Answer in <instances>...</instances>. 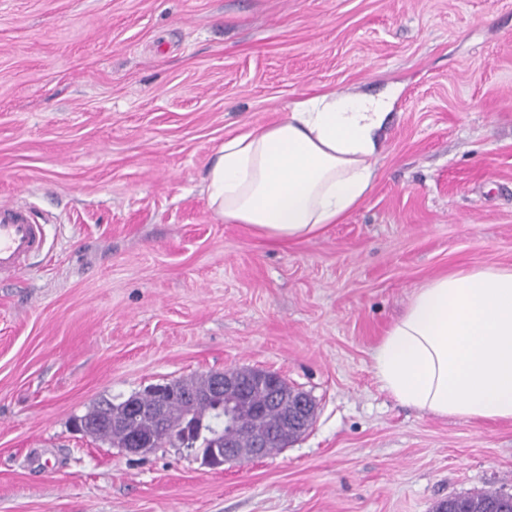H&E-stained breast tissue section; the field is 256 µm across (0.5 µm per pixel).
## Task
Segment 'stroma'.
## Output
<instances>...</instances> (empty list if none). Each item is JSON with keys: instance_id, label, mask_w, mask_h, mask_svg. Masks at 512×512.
I'll return each instance as SVG.
<instances>
[{"instance_id": "stroma-1", "label": "stroma", "mask_w": 512, "mask_h": 512, "mask_svg": "<svg viewBox=\"0 0 512 512\" xmlns=\"http://www.w3.org/2000/svg\"><path fill=\"white\" fill-rule=\"evenodd\" d=\"M399 93L376 181L282 243L208 208L224 140L330 91ZM45 245L0 281V512H432L512 494V423L428 415L373 352L427 280L512 266V0H0V203ZM280 373L309 431L213 470L76 432L101 398ZM504 494L498 491H488L485 493H481L473 496H457L448 498V500L442 501L435 506V512H440L439 509L443 507L444 504L448 503V511L454 512H482L475 511L476 509L472 508V505L475 501L487 502L491 505H496L493 512H512V501H504ZM503 509V510H502ZM447 511V512H448Z\"/></svg>"}]
</instances>
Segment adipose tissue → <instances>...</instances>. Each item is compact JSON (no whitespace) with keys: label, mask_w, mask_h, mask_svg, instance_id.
<instances>
[{"label":"adipose tissue","mask_w":512,"mask_h":512,"mask_svg":"<svg viewBox=\"0 0 512 512\" xmlns=\"http://www.w3.org/2000/svg\"><path fill=\"white\" fill-rule=\"evenodd\" d=\"M395 92H327L278 122L225 140L206 197L225 223L260 237L307 239L341 222L369 193ZM398 402L437 417L512 422V268L476 267L415 288L373 355Z\"/></svg>","instance_id":"obj_1"}]
</instances>
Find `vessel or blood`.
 <instances>
[{
	"mask_svg": "<svg viewBox=\"0 0 512 512\" xmlns=\"http://www.w3.org/2000/svg\"><path fill=\"white\" fill-rule=\"evenodd\" d=\"M43 240V225L32 222L20 208L1 206L0 278L21 273L28 258L40 251Z\"/></svg>",
	"mask_w": 512,
	"mask_h": 512,
	"instance_id": "b4317fda",
	"label": "vessel or blood"
}]
</instances>
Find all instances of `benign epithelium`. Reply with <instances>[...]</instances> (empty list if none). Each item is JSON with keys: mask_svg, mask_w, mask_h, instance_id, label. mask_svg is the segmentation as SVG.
Returning a JSON list of instances; mask_svg holds the SVG:
<instances>
[{"mask_svg": "<svg viewBox=\"0 0 512 512\" xmlns=\"http://www.w3.org/2000/svg\"><path fill=\"white\" fill-rule=\"evenodd\" d=\"M211 389L202 397L212 400L220 397L224 400V431L216 434L220 439V447L211 449L206 463L221 462V465H245L268 456V449L285 436H299L312 425L317 404L309 394L288 387L281 375L258 369L254 378L243 377L240 369L226 367L222 372L207 373ZM259 383L266 387V402L280 410V420L275 428L258 429L239 426L237 417L239 410L253 413L248 405L253 384ZM166 386L153 387V407L145 412L132 405L126 418L118 421L125 428L129 448L125 452L131 455H146L152 452L140 434L139 422L149 419L154 427L163 433H170L174 427L168 421L167 403L169 398Z\"/></svg>", "mask_w": 512, "mask_h": 512, "instance_id": "7a95c632", "label": "benign epithelium"}]
</instances>
